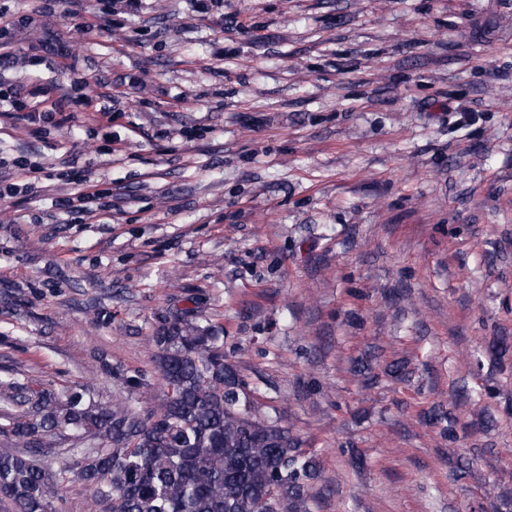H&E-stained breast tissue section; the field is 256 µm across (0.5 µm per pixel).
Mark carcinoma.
<instances>
[{"instance_id": "obj_1", "label": "carcinoma", "mask_w": 512, "mask_h": 512, "mask_svg": "<svg viewBox=\"0 0 512 512\" xmlns=\"http://www.w3.org/2000/svg\"><path fill=\"white\" fill-rule=\"evenodd\" d=\"M163 401L141 414L126 400H94L79 386L58 392L0 378V416L14 448L0 451V501L13 512H48L74 478L102 512H311L321 478L318 456L286 427L257 415L248 383L224 359V337L187 312L151 338ZM512 338L486 352L503 366ZM429 425L456 419L435 408ZM69 439L59 466L44 449Z\"/></svg>"}]
</instances>
